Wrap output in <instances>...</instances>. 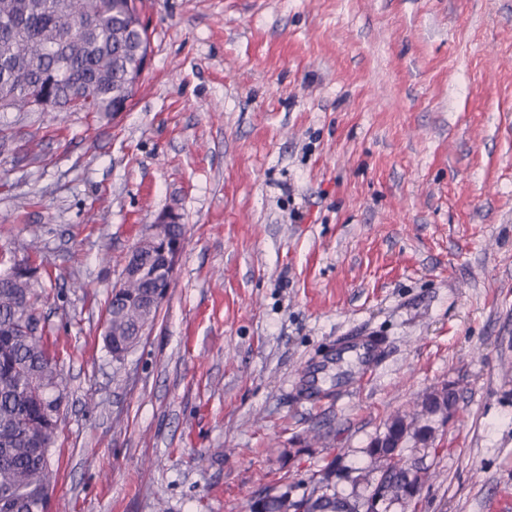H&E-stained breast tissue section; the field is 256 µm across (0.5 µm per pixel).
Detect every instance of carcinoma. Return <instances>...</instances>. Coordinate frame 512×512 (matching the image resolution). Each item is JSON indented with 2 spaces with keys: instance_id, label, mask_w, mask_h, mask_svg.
<instances>
[{
  "instance_id": "obj_1",
  "label": "carcinoma",
  "mask_w": 512,
  "mask_h": 512,
  "mask_svg": "<svg viewBox=\"0 0 512 512\" xmlns=\"http://www.w3.org/2000/svg\"><path fill=\"white\" fill-rule=\"evenodd\" d=\"M143 15V0H0V105L19 111L37 92L50 111L112 117L133 97L128 73L149 37ZM170 215L172 244L185 239L186 225ZM158 248L142 239L138 276L112 290L103 342L115 359L136 347L143 327L155 321L157 308L147 300L157 282L171 285ZM39 279L33 266L0 275V512H43L51 495L41 441L57 432L55 411L66 399V383L43 332L29 330L42 302ZM455 399L446 386L425 394L412 410L391 415L385 431L371 439L365 448L370 465L336 459L300 497L288 489L263 491L254 512H356L370 493L381 495L383 512L410 505L411 488L433 472L423 458L405 455L406 445L428 447L433 418L448 420Z\"/></svg>"
}]
</instances>
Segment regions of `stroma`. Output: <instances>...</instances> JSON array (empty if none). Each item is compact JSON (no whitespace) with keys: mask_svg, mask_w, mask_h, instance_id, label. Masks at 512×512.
<instances>
[{"mask_svg":"<svg viewBox=\"0 0 512 512\" xmlns=\"http://www.w3.org/2000/svg\"><path fill=\"white\" fill-rule=\"evenodd\" d=\"M147 14L118 119L0 112V249L39 266L67 381L49 512H250L334 458L366 465L390 414L448 384L406 512H512V0ZM168 210L173 284L113 360L108 300ZM347 336L384 354L344 395ZM171 222L167 225L168 227V246L167 241L165 240L163 245V251L166 254L168 251L171 252L169 256H166V265L170 269V274L174 273L177 261L183 249L182 243H177L178 241L185 240L186 235V226L182 224L181 216L173 211H170ZM173 243V244H172ZM176 243V244H174Z\"/></svg>","mask_w":512,"mask_h":512,"instance_id":"35a3bbf8","label":"stroma"}]
</instances>
